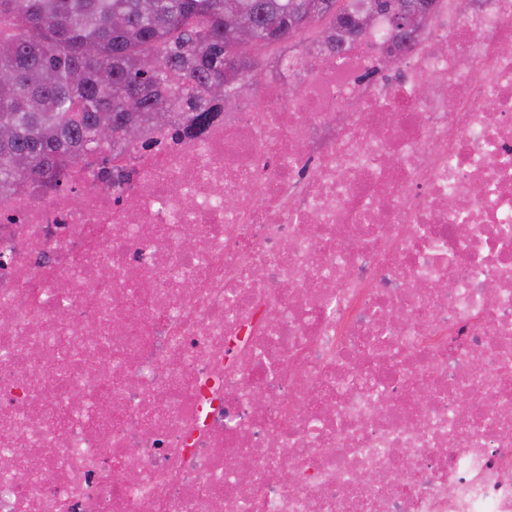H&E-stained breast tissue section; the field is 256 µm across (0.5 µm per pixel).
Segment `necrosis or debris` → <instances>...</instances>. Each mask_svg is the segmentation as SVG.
I'll list each match as a JSON object with an SVG mask.
<instances>
[{"mask_svg":"<svg viewBox=\"0 0 512 512\" xmlns=\"http://www.w3.org/2000/svg\"><path fill=\"white\" fill-rule=\"evenodd\" d=\"M390 44L0 189V512H512V0Z\"/></svg>","mask_w":512,"mask_h":512,"instance_id":"4bbe7bcc","label":"necrosis or debris"}]
</instances>
